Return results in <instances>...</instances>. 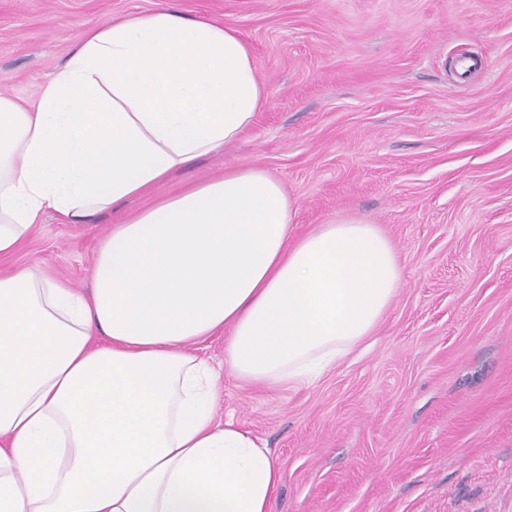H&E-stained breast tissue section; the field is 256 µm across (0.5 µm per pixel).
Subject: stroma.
<instances>
[{"label":"stroma","instance_id":"1","mask_svg":"<svg viewBox=\"0 0 512 512\" xmlns=\"http://www.w3.org/2000/svg\"><path fill=\"white\" fill-rule=\"evenodd\" d=\"M162 0H0V92L33 100L89 24ZM229 21L266 101L224 152L158 187L260 167L295 233L366 218L404 281L369 347L309 386L221 375L219 418L262 439L273 512H512V0H175ZM117 215L8 259L89 288Z\"/></svg>","mask_w":512,"mask_h":512}]
</instances>
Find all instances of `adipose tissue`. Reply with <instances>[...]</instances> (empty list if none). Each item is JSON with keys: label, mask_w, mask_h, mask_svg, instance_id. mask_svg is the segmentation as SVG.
Here are the masks:
<instances>
[{"label": "adipose tissue", "mask_w": 512, "mask_h": 512, "mask_svg": "<svg viewBox=\"0 0 512 512\" xmlns=\"http://www.w3.org/2000/svg\"><path fill=\"white\" fill-rule=\"evenodd\" d=\"M264 99L238 29L169 2L87 26L36 100L0 93V258L46 213L121 215L89 289L0 269V512H272L282 471L217 419L192 346L220 335L238 379L312 383L373 336L403 266L363 218L294 236L295 200L258 167L156 195Z\"/></svg>", "instance_id": "1"}]
</instances>
